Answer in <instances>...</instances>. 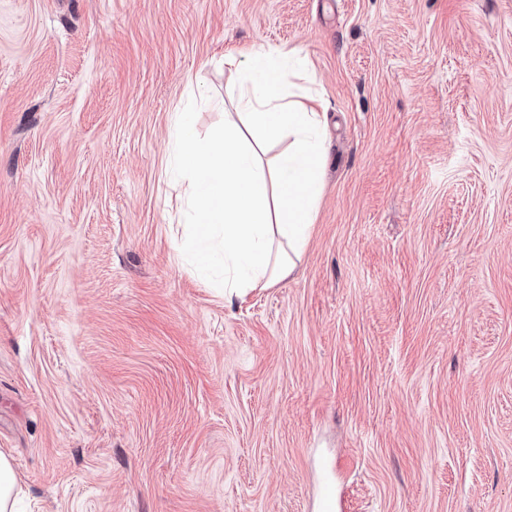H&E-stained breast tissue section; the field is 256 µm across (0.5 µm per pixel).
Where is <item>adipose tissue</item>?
Instances as JSON below:
<instances>
[{"mask_svg": "<svg viewBox=\"0 0 512 512\" xmlns=\"http://www.w3.org/2000/svg\"><path fill=\"white\" fill-rule=\"evenodd\" d=\"M251 57V87L223 129L205 140L177 137L194 236L221 252L231 295L292 273L315 222L325 163L323 102L289 90L270 52ZM283 138L287 152L264 160L266 142Z\"/></svg>", "mask_w": 512, "mask_h": 512, "instance_id": "1", "label": "adipose tissue"}]
</instances>
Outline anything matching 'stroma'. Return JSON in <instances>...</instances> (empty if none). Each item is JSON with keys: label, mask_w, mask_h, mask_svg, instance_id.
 <instances>
[{"label": "stroma", "mask_w": 512, "mask_h": 512, "mask_svg": "<svg viewBox=\"0 0 512 512\" xmlns=\"http://www.w3.org/2000/svg\"><path fill=\"white\" fill-rule=\"evenodd\" d=\"M254 47L323 194L230 297L167 160ZM0 451L20 512H512V0H0Z\"/></svg>", "instance_id": "obj_1"}]
</instances>
